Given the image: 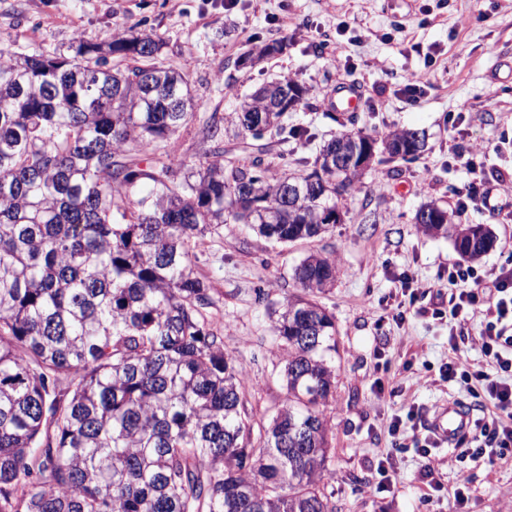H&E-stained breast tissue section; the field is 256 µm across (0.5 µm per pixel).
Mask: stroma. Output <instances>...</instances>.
I'll return each mask as SVG.
<instances>
[{"mask_svg": "<svg viewBox=\"0 0 512 512\" xmlns=\"http://www.w3.org/2000/svg\"><path fill=\"white\" fill-rule=\"evenodd\" d=\"M116 29L163 40L161 61L187 76L198 107L170 142L188 165L204 158L201 119H224L244 95L280 76L308 89L288 115L289 125L310 134L293 142L295 156L314 157L341 133L329 107L341 83L362 93L355 129L378 139L397 128L425 132V151L401 175L378 164L366 171L341 202L342 221L327 233L281 245L228 224L198 242L192 269L210 290V314L245 387V409L261 427L284 398L285 353L266 305L299 294L293 268L301 258H335L336 282L315 300L336 320V390L325 409L335 473L326 491L336 512H512V458L490 469L433 449L445 489L430 495L416 449L395 447L388 432L396 415L405 418L403 436L419 432L447 399L476 412L485 404L442 380L448 320L425 314L429 295L403 322L394 314L401 274L444 294L446 268L460 259L450 239L414 222L425 203L453 208L454 191L467 180L448 156L449 117L465 113L461 142L481 147L488 171L512 173V0H236L229 10L216 0H0V49L71 58L77 41L99 43ZM274 39L286 42L281 54L238 65L241 53ZM409 78L423 90L415 102L399 92ZM280 151L270 134L224 142L225 154L246 161L262 155L275 175L284 170ZM488 187L497 211L468 209L455 221L490 229L494 245L480 259L490 267L504 261L501 244L512 239V186ZM385 456L393 482L381 491L377 464ZM458 488L467 498L462 506Z\"/></svg>", "mask_w": 512, "mask_h": 512, "instance_id": "35a3bbf8", "label": "stroma"}]
</instances>
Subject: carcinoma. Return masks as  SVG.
I'll return each instance as SVG.
<instances>
[{"label":"carcinoma","mask_w":512,"mask_h":512,"mask_svg":"<svg viewBox=\"0 0 512 512\" xmlns=\"http://www.w3.org/2000/svg\"><path fill=\"white\" fill-rule=\"evenodd\" d=\"M162 46L115 30L78 41L72 61L0 50V512H336L324 414L336 323L311 300L336 281L335 260L306 256L294 269L303 295L271 308L285 396L248 447L244 388L191 256L226 224L282 244L326 233L319 215L363 176L326 159L370 136L344 132L314 162L299 158L312 171L288 201L290 175L224 158V136L254 139L258 123L288 140L282 118L307 90L277 79L225 126L206 121L212 145L187 169L168 147L195 103ZM416 135L425 150V133L389 132L379 162L415 159ZM415 223L452 237L465 259L493 243L436 203Z\"/></svg>","instance_id":"cac0c4a2"}]
</instances>
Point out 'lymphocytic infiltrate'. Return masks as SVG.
Instances as JSON below:
<instances>
[{
  "label": "lymphocytic infiltrate",
  "mask_w": 512,
  "mask_h": 512,
  "mask_svg": "<svg viewBox=\"0 0 512 512\" xmlns=\"http://www.w3.org/2000/svg\"><path fill=\"white\" fill-rule=\"evenodd\" d=\"M448 153L470 174L458 192V209L490 208L486 173L457 144H449ZM447 304L448 344L453 355L442 376L468 391L482 390L492 407L491 412L473 419L459 455L492 467L512 451V254L487 269L462 263L449 265ZM478 314L485 321L479 347L494 361L497 372L493 375L472 369L456 340L459 329Z\"/></svg>",
  "instance_id": "obj_1"
}]
</instances>
